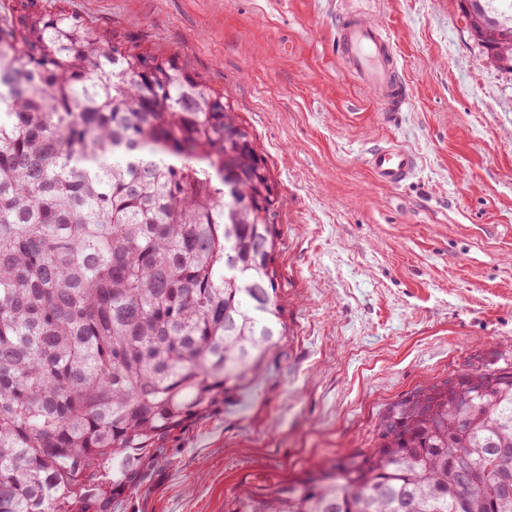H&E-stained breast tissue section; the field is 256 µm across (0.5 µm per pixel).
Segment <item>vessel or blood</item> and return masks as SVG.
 <instances>
[{"instance_id": "obj_1", "label": "vessel or blood", "mask_w": 512, "mask_h": 512, "mask_svg": "<svg viewBox=\"0 0 512 512\" xmlns=\"http://www.w3.org/2000/svg\"><path fill=\"white\" fill-rule=\"evenodd\" d=\"M336 54L344 68L372 93L380 112L408 110L409 87L385 25L344 12L336 25ZM362 161L377 183L391 188L404 185L418 169L417 155L395 141L367 151Z\"/></svg>"}]
</instances>
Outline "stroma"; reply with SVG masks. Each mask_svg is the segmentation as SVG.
<instances>
[{
    "mask_svg": "<svg viewBox=\"0 0 512 512\" xmlns=\"http://www.w3.org/2000/svg\"><path fill=\"white\" fill-rule=\"evenodd\" d=\"M59 7L178 54L260 145L280 204L287 336L262 371L134 461L104 512H224L241 485L369 447L385 405L471 365L512 361V75L456 0H0ZM386 23L412 102L397 120L333 46L344 9ZM419 157L399 188L362 155Z\"/></svg>",
    "mask_w": 512,
    "mask_h": 512,
    "instance_id": "stroma-1",
    "label": "stroma"
}]
</instances>
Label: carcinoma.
I'll list each match as a JSON object with an SVG mask.
<instances>
[{"instance_id":"1","label":"carcinoma","mask_w":512,"mask_h":512,"mask_svg":"<svg viewBox=\"0 0 512 512\" xmlns=\"http://www.w3.org/2000/svg\"><path fill=\"white\" fill-rule=\"evenodd\" d=\"M512 29V0H471ZM0 512H99L135 457L286 333L277 183L175 56L60 8L0 15ZM244 486L224 512H512V362L381 414L368 451Z\"/></svg>"}]
</instances>
